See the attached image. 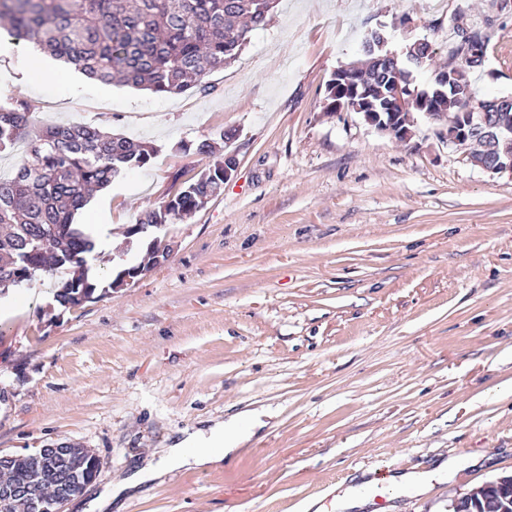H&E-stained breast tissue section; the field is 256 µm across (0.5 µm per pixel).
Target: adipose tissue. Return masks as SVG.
Instances as JSON below:
<instances>
[{
	"label": "adipose tissue",
	"instance_id": "adipose-tissue-1",
	"mask_svg": "<svg viewBox=\"0 0 512 512\" xmlns=\"http://www.w3.org/2000/svg\"><path fill=\"white\" fill-rule=\"evenodd\" d=\"M263 426L261 411H243L214 424L208 430L187 434L173 447L163 449L159 458L145 460L142 466L126 476L111 480L89 502L90 512H118L124 498L141 492L146 485L169 471L220 467L225 460L235 457L252 440L257 429ZM457 465V457L451 455L437 460L426 471L391 474L388 478L392 490L391 512H401L399 500L403 495L424 493L431 480L448 478Z\"/></svg>",
	"mask_w": 512,
	"mask_h": 512
}]
</instances>
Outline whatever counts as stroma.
I'll return each mask as SVG.
<instances>
[{
	"mask_svg": "<svg viewBox=\"0 0 512 512\" xmlns=\"http://www.w3.org/2000/svg\"><path fill=\"white\" fill-rule=\"evenodd\" d=\"M278 0L207 92L160 97L74 78L31 47L0 57V101L29 104L34 129L88 123L152 142L157 155L76 216L111 232L201 168L190 148L222 130L239 166L190 220L168 224L170 259L107 298L55 307L54 279L0 296V454L74 444L100 473L67 503L184 431L259 407L274 417L209 471L170 472L122 512H303L362 472L455 474L404 500L452 501L512 474V175L449 147L446 122L410 141L354 112H323L325 86L384 29L401 53L419 38L447 58L456 24L490 37L470 74L477 97L512 96V10L487 0ZM146 240L113 237L89 264L99 286Z\"/></svg>",
	"mask_w": 512,
	"mask_h": 512,
	"instance_id": "35a3bbf8",
	"label": "stroma"
}]
</instances>
